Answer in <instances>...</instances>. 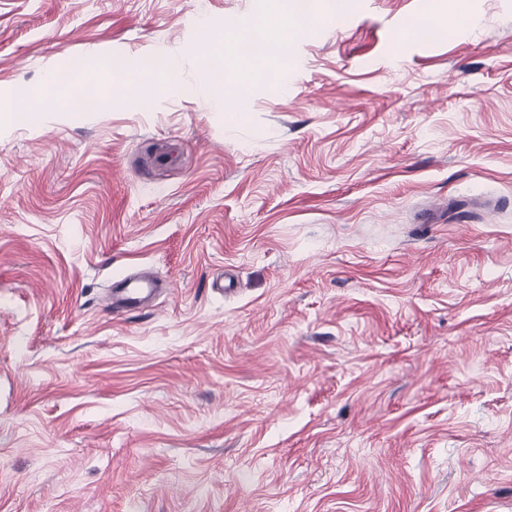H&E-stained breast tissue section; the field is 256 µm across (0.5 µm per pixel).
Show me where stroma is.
I'll list each match as a JSON object with an SVG mask.
<instances>
[{
    "label": "stroma",
    "instance_id": "stroma-1",
    "mask_svg": "<svg viewBox=\"0 0 512 512\" xmlns=\"http://www.w3.org/2000/svg\"><path fill=\"white\" fill-rule=\"evenodd\" d=\"M285 8L0 0V512H512V0ZM307 2L308 0H290L287 12L270 15L262 26L253 30V40L264 47L266 61L274 57L283 58L287 53L290 56V41L286 39L271 41L268 33L274 29L284 28L287 22L289 27L298 31L306 30L308 27V15L305 7ZM198 95L206 109L224 110V112H230L234 108L240 109L238 105L235 106L234 100L225 96L223 82H206L203 88L198 91ZM154 288H159L158 283L145 274L127 277L121 288L112 291L108 306L117 314L135 310L143 304Z\"/></svg>",
    "mask_w": 512,
    "mask_h": 512
}]
</instances>
